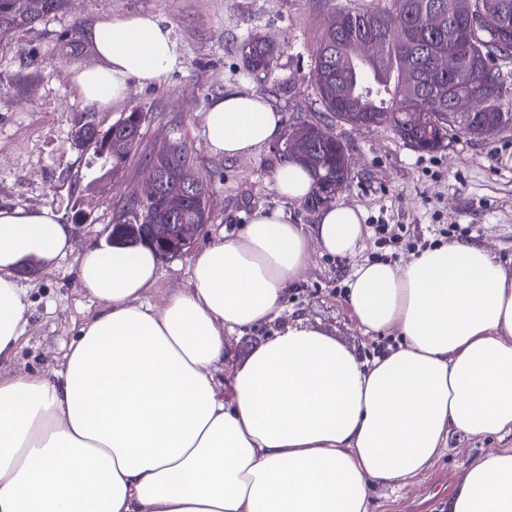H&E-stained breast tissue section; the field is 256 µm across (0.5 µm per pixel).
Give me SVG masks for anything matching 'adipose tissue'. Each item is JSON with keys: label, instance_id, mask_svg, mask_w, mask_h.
Wrapping results in <instances>:
<instances>
[{"label": "adipose tissue", "instance_id": "obj_1", "mask_svg": "<svg viewBox=\"0 0 512 512\" xmlns=\"http://www.w3.org/2000/svg\"><path fill=\"white\" fill-rule=\"evenodd\" d=\"M88 37L97 62L73 65L71 81L97 107L124 99L129 81L158 83L176 59L149 15L104 17ZM283 129L265 98L228 91L203 135L242 158ZM273 187L291 201L314 191L291 158ZM72 233L53 210L0 209V512H368L374 485L408 484L451 437L512 434V270L482 244L358 266L351 316L401 338L368 364L299 323L229 362L235 334L279 315L312 248L356 254L358 208H324L308 230L257 212L198 252L188 287L159 307L146 300L151 249L89 248L78 277L102 311L54 376L12 371L30 305L15 271L52 265ZM447 512H512V448L472 460Z\"/></svg>", "mask_w": 512, "mask_h": 512}]
</instances>
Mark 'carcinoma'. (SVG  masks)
Returning <instances> with one entry per match:
<instances>
[{"mask_svg": "<svg viewBox=\"0 0 512 512\" xmlns=\"http://www.w3.org/2000/svg\"><path fill=\"white\" fill-rule=\"evenodd\" d=\"M67 0H0V41L65 9ZM479 15L483 25L470 28ZM374 43L369 55L373 76L356 70L363 46ZM277 47L261 38L242 46L243 65L253 72L266 71ZM456 58L448 69V55ZM512 58V0H389L384 6L361 4L336 14V28L321 33L313 52L312 79L330 118L342 122L348 114L375 127H388L408 146L433 152L444 146L454 128L472 140L489 138L487 132L512 123V113L502 110L507 92L500 62ZM484 93L493 108L478 113L465 125L454 116L456 100ZM419 109L437 114V121L419 127L409 115ZM143 113L129 112L106 131L81 125L75 136L93 149L100 169L116 177L126 167L128 153L112 154V136H122L128 148L139 142ZM313 140L290 146L315 178V202L342 189L349 169L344 146L328 124L312 126ZM160 172L158 198L128 203L113 220L112 234H129L131 224H206L210 219L208 188L196 176L186 146L174 145L149 158Z\"/></svg>", "mask_w": 512, "mask_h": 512, "instance_id": "1", "label": "carcinoma"}]
</instances>
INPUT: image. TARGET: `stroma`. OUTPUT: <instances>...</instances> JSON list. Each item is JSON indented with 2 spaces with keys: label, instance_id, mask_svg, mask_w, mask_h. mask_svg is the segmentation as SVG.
Returning <instances> with one entry per match:
<instances>
[{
  "label": "stroma",
  "instance_id": "35a3bbf8",
  "mask_svg": "<svg viewBox=\"0 0 512 512\" xmlns=\"http://www.w3.org/2000/svg\"><path fill=\"white\" fill-rule=\"evenodd\" d=\"M352 2L70 0L65 11L0 42V208L48 207L74 227L72 253L20 279L31 306L15 370L46 376L60 370L80 327L102 307L81 288L78 256L104 243L113 216L144 181L150 154L169 143L185 144L195 171L207 181L211 219L190 249L162 260L147 295L152 305L187 287L196 251L217 234H236L255 212L279 209L290 223L314 224L319 205L288 201L273 189L285 141L245 159L227 158L209 149L203 118L215 98L237 90L263 96L282 113L285 131L328 122L310 75L312 55L328 19ZM104 12L157 18L171 31L176 62L158 83L130 82L122 101L99 109L75 94L69 68L94 62L86 32ZM254 36L277 47L268 71L252 73L243 65L241 46ZM135 108L145 116L139 143L119 176L101 174L92 151L75 145V129L89 122L107 130ZM333 131L351 159L349 185L338 200L364 213L362 247L344 259L313 251L280 315L234 341V360L246 359L297 319L326 331L364 362L397 345L398 337L367 334L354 323L345 290L357 263L384 258L403 264L419 241L430 243L443 234L475 241L512 268V126L483 142L450 131L444 147L432 153L414 151L387 127L357 129L338 122ZM383 233L397 237V244L380 248ZM498 447L512 448V436L452 439L433 467L411 483L373 487L371 512H443L468 461Z\"/></svg>",
  "mask_w": 512,
  "mask_h": 512
}]
</instances>
